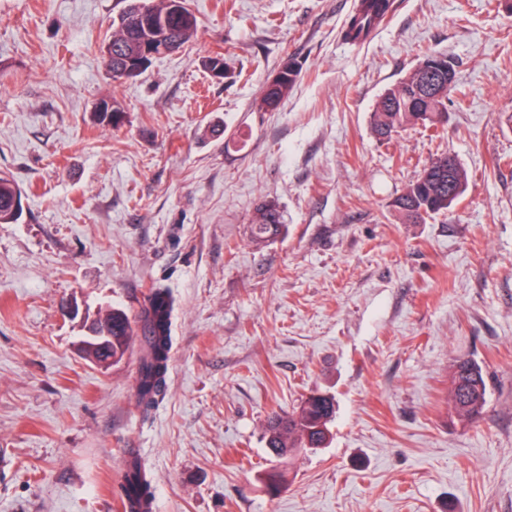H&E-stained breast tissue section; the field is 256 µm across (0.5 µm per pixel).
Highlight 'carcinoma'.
Listing matches in <instances>:
<instances>
[{"mask_svg":"<svg viewBox=\"0 0 512 512\" xmlns=\"http://www.w3.org/2000/svg\"><path fill=\"white\" fill-rule=\"evenodd\" d=\"M366 7L350 21L346 39L356 42L367 35L376 19L389 8V0H364ZM168 0H132L112 32V55L104 62L114 80L136 78L139 73L127 70L128 62L142 55L148 41L166 45L158 55H168L192 39L198 29L196 16L183 23L162 20ZM297 71L291 63L278 71V77L268 81L259 102V109L277 108L293 89ZM448 72L426 78L416 70L404 81L385 91L372 118L374 135L384 141L418 121L435 122L447 110ZM466 187V174L461 165L448 162L443 156L432 160L419 177L411 182L395 200L394 207L410 218L437 215L448 210V191L458 199ZM21 196L16 183L0 176V224L16 220L14 200ZM281 216L271 204L257 209L252 224L253 237L268 241L280 231ZM173 299L166 289L155 288L140 312L131 317L114 308L93 321V329L112 336V359L121 358L132 337L141 336L145 352L141 359L140 377L136 387L137 401L147 410L157 403L167 372L171 346ZM486 380L482 368L471 359L455 362L449 401L461 418L472 421L480 417L485 406ZM336 414V399L332 395L314 393L286 415H274L266 429L269 456L283 460L300 448H319L330 441L329 424ZM125 512H152L150 482L141 459L128 453L124 486Z\"/></svg>","mask_w":512,"mask_h":512,"instance_id":"carcinoma-1","label":"carcinoma"}]
</instances>
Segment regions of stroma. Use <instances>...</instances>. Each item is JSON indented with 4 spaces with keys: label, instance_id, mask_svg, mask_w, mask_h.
<instances>
[{
    "label": "stroma",
    "instance_id": "35a3bbf8",
    "mask_svg": "<svg viewBox=\"0 0 512 512\" xmlns=\"http://www.w3.org/2000/svg\"><path fill=\"white\" fill-rule=\"evenodd\" d=\"M355 3L188 0L197 35L116 82L100 48L129 0H0V172L23 191L0 224V512H124L131 448L153 512H512V0H392L363 44ZM431 53L456 69L446 118L377 140L380 96ZM104 99L119 127L92 121ZM448 153L464 195L406 219L393 200ZM154 288L175 303L146 411L141 339L96 361L83 319ZM459 358L487 385L469 422ZM315 391L330 443L273 464L269 416ZM277 73L279 76L274 81L269 80L264 88L260 110L277 108L293 89L297 77L295 66L287 62ZM281 216L278 209L271 204H264L257 209L252 224V233L256 241H268L280 231ZM486 380L482 368L472 359L455 362L449 401L452 410L468 421L480 417L485 406Z\"/></svg>",
    "mask_w": 512,
    "mask_h": 512
}]
</instances>
